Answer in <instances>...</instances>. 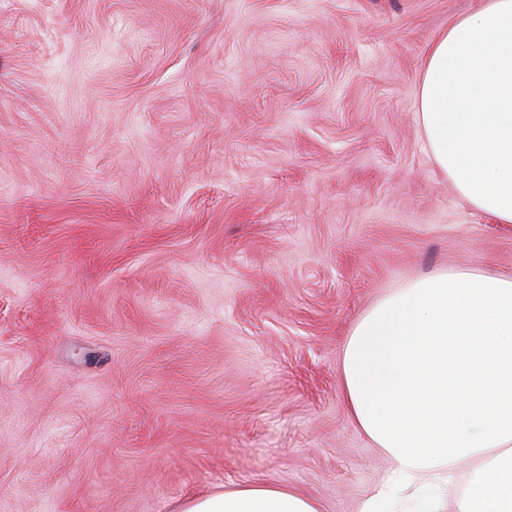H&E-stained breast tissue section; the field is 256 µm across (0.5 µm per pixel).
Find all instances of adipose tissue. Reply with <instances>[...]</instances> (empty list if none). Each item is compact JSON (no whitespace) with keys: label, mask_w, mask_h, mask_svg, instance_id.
<instances>
[{"label":"adipose tissue","mask_w":512,"mask_h":512,"mask_svg":"<svg viewBox=\"0 0 512 512\" xmlns=\"http://www.w3.org/2000/svg\"><path fill=\"white\" fill-rule=\"evenodd\" d=\"M418 119L435 165L478 213L512 224V0H484L429 47ZM342 393L395 465L357 512H414L426 475L466 464L457 512H512V275L459 268L388 295L353 326ZM176 512H322L263 483L199 494Z\"/></svg>","instance_id":"obj_1"}]
</instances>
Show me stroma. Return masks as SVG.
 I'll return each instance as SVG.
<instances>
[{
	"label": "stroma",
	"mask_w": 512,
	"mask_h": 512,
	"mask_svg": "<svg viewBox=\"0 0 512 512\" xmlns=\"http://www.w3.org/2000/svg\"><path fill=\"white\" fill-rule=\"evenodd\" d=\"M481 0H0V512H175L246 483L355 512L357 320L512 274L418 121Z\"/></svg>",
	"instance_id": "obj_1"
}]
</instances>
